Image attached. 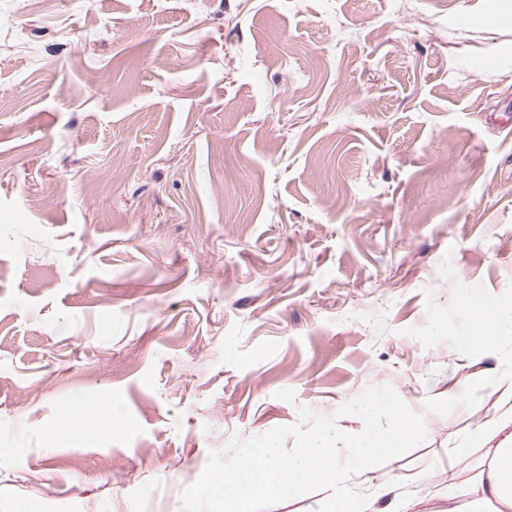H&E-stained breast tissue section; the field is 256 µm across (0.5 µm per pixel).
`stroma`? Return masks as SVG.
<instances>
[{
  "label": "stroma",
  "mask_w": 512,
  "mask_h": 512,
  "mask_svg": "<svg viewBox=\"0 0 512 512\" xmlns=\"http://www.w3.org/2000/svg\"><path fill=\"white\" fill-rule=\"evenodd\" d=\"M507 110L512 0H0V512H183L210 451L385 384L427 437L350 485L465 498Z\"/></svg>",
  "instance_id": "stroma-1"
}]
</instances>
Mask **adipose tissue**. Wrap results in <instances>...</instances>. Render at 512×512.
I'll return each mask as SVG.
<instances>
[{
  "label": "adipose tissue",
  "mask_w": 512,
  "mask_h": 512,
  "mask_svg": "<svg viewBox=\"0 0 512 512\" xmlns=\"http://www.w3.org/2000/svg\"><path fill=\"white\" fill-rule=\"evenodd\" d=\"M498 332H491L484 324H476L473 333L463 337L462 350L477 349L495 344L508 363L507 374L512 377V336L502 335V328L512 326V303L496 304ZM481 442H495L487 478L480 486V495L471 504V512H484L485 505H496V512H512V413L489 423L479 435Z\"/></svg>",
  "instance_id": "1"
}]
</instances>
